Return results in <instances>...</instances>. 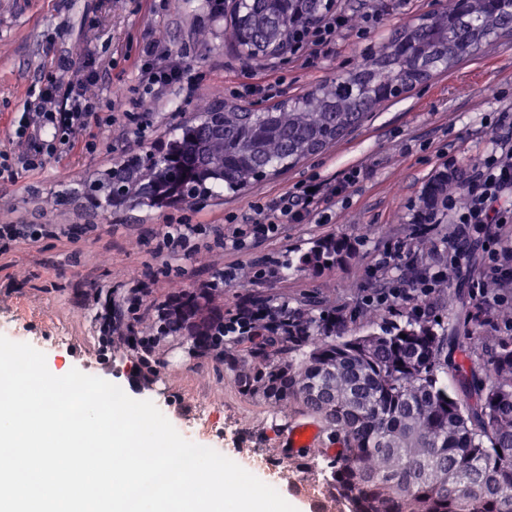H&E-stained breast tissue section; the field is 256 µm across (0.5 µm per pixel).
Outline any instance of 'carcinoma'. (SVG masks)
Masks as SVG:
<instances>
[{
	"instance_id": "cac0c4a2",
	"label": "carcinoma",
	"mask_w": 512,
	"mask_h": 512,
	"mask_svg": "<svg viewBox=\"0 0 512 512\" xmlns=\"http://www.w3.org/2000/svg\"><path fill=\"white\" fill-rule=\"evenodd\" d=\"M285 18L278 0H240L229 38L250 59L276 56L271 32ZM511 23L512 0H447L356 69L261 112H199L163 151L118 162L82 194L107 211L205 197L210 183L236 192L341 140L385 101L384 85L405 91L450 71L511 32ZM463 183L461 171L434 176L423 208H445ZM355 255V242L334 234L299 264L319 275ZM223 296L216 287L174 292L156 307L145 336L135 328L139 303L124 308L108 297L96 315L102 346L124 345L151 384L167 365L161 347L188 336V354H215L240 392L267 404L285 426H316L336 449L290 453L287 473L305 475L302 488L322 512H512V339L489 336L471 346L466 370L448 361V348L462 339L457 324L413 314L345 339L330 307L256 320L250 335L226 343ZM487 364L485 382L479 369ZM448 371L464 398L440 383Z\"/></svg>"
}]
</instances>
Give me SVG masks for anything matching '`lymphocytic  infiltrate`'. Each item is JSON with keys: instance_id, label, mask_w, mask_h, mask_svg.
I'll return each mask as SVG.
<instances>
[{"instance_id": "f902f5d3", "label": "lymphocytic infiltrate", "mask_w": 512, "mask_h": 512, "mask_svg": "<svg viewBox=\"0 0 512 512\" xmlns=\"http://www.w3.org/2000/svg\"><path fill=\"white\" fill-rule=\"evenodd\" d=\"M348 25L346 16L328 8L324 20L317 25L298 29L292 40L293 50H307L309 58L321 56L326 47L335 43ZM186 67L171 60L170 52L161 42L146 43L141 49L140 81L147 91L156 93L174 84L183 82ZM99 98L88 87L79 86L58 94L55 81H48L39 89L36 102L22 113L16 136L27 141L31 150L18 157L0 153V177L12 173L14 166L35 168L47 160L73 148L87 120L95 114ZM50 131V138H43V131ZM331 191L323 184H299L287 196L272 200L253 208L249 224L255 235H268L278 231L280 224H299L315 217L321 202L330 199ZM464 203L449 199L448 208L455 214V221L465 232H474L486 239L488 258L492 264L490 272L502 282H512V264L504 254L498 252L496 244L500 230L512 223V147H501L498 153L478 166L464 187ZM445 279L444 268L430 272L416 287L383 288L368 292L362 299L366 308L386 310L410 297L417 298L413 311L425 313V301Z\"/></svg>"}]
</instances>
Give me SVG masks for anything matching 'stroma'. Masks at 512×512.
<instances>
[{"mask_svg":"<svg viewBox=\"0 0 512 512\" xmlns=\"http://www.w3.org/2000/svg\"><path fill=\"white\" fill-rule=\"evenodd\" d=\"M349 23L332 51L312 66L297 53L255 61L227 38L224 15L209 0H0V152L18 156L28 149L18 140V120L31 88L56 76L61 88L93 78L101 108L83 133V143L35 170L15 167L0 180V224H48L53 236L22 239L0 254V335L44 353L51 370L78 369L100 376V324L95 316L106 296H128L140 289L138 330L149 333L152 307L172 292L206 287L215 270L229 269L224 307L234 309L245 296L311 311L323 302L346 320L345 333L358 336L374 328L361 305L374 288L391 287L402 268L375 270L386 248L414 246L419 237L435 245L433 258L458 241L464 260L451 284L429 299L444 323L465 321L473 340L512 336V323L495 310L466 317L459 298L488 283L487 255L474 237L460 240L451 218L420 227L415 222L427 183L443 171L470 173L491 155L504 136L500 113L512 110V34L486 45L462 62L400 98L383 102L357 130L295 168L237 193L224 186L192 204L163 208L127 207L107 214L79 194L125 155L168 140L176 125L200 103L271 106L304 94L351 71L377 52L396 32L432 12L436 0H389L378 24L366 25L367 0H335ZM157 39L183 57L187 86L166 94H145L137 62L144 42ZM253 83L267 90L246 96ZM142 98L154 125L139 132L125 116L128 98ZM365 174L351 180L353 168ZM342 186L327 206L325 223L284 224L269 236H239L238 246L220 238L238 236L256 204L292 192L307 179ZM68 192L64 207L52 198ZM188 218L200 229L189 254L156 249L167 224ZM356 241L349 263L313 275L299 256L327 234ZM278 262L275 278L259 281L257 266ZM109 382L135 400L152 401L178 433L196 444L223 451L262 448L281 455L288 433L268 406L242 395L222 363L205 355L190 358L176 348L150 388L128 380L122 348L111 350Z\"/></svg>","mask_w":512,"mask_h":512,"instance_id":"stroma-1","label":"stroma"}]
</instances>
